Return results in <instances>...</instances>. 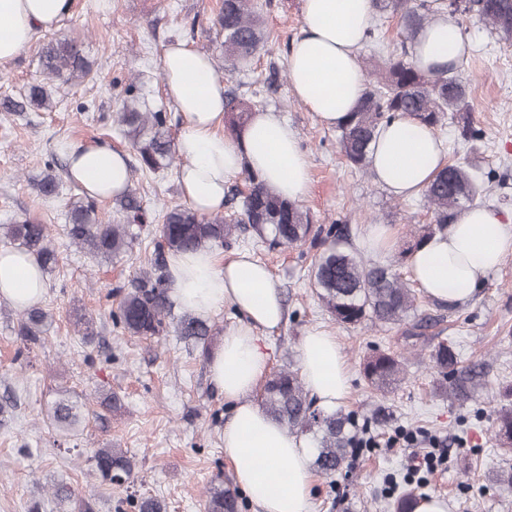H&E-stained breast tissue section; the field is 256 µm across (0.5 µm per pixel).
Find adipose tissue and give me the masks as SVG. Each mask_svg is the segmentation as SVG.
I'll return each mask as SVG.
<instances>
[{
  "label": "adipose tissue",
  "instance_id": "ef3b65f1",
  "mask_svg": "<svg viewBox=\"0 0 512 512\" xmlns=\"http://www.w3.org/2000/svg\"><path fill=\"white\" fill-rule=\"evenodd\" d=\"M72 0H0V67L11 62L40 30L56 29ZM374 19L373 0H302V34L288 57L292 93L326 127L341 125L366 90L359 53ZM468 40L442 16L414 37L412 59L422 70L460 64ZM164 93L181 115L175 142L184 163L177 172L182 194L202 215L223 212L227 184L254 172L274 192L301 200L309 187L308 163L294 128L277 114L251 113L229 134L224 84L211 58L186 44L161 57ZM68 174L82 193L105 201L129 185L124 151L97 142L67 147ZM445 164L441 140L413 117L387 121L370 154L376 181L393 196L418 195ZM512 253V225L489 208L461 211L446 232L423 241L408 260L413 280L431 298L457 303L471 298ZM172 299L200 317L231 307L238 316L208 360L212 383L229 403L224 453L236 481L261 512H309L312 450L289 435L255 401L268 355L262 333L275 332L285 309L270 269L246 252L218 259L210 249L167 257ZM44 275L34 258L0 250V300L22 309L39 302ZM301 375L320 404L333 407L349 390V372L335 336L311 331L299 344Z\"/></svg>",
  "mask_w": 512,
  "mask_h": 512
}]
</instances>
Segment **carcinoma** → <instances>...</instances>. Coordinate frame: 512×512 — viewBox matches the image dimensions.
<instances>
[{
	"instance_id": "cac0c4a2",
	"label": "carcinoma",
	"mask_w": 512,
	"mask_h": 512,
	"mask_svg": "<svg viewBox=\"0 0 512 512\" xmlns=\"http://www.w3.org/2000/svg\"><path fill=\"white\" fill-rule=\"evenodd\" d=\"M376 8L400 15L402 52L392 57L382 80L370 86L359 105L338 127L340 152L358 168L369 166L370 146L389 118L409 115L435 129L444 124L447 113L460 124L461 135L469 140L481 137L473 126L465 87L457 69L444 68L430 73L420 71L409 57L406 44L430 21L432 12L451 16H476L490 34L512 43V0H375ZM217 25L224 35V58L232 70L242 68L267 41L261 15L251 0H224ZM39 66L46 84L33 85L25 103L43 105L48 95L45 85L56 88L87 76V59L83 43L76 40L49 42L42 48ZM129 84L128 98L122 105L118 122L140 155L142 165L155 171L174 164L177 154L167 127L163 109L151 110ZM235 114L233 126H242L254 111L253 96L244 94L226 101ZM248 192L241 196L238 224L248 225L261 244L270 249L320 241L322 250L316 255L310 279L326 311L345 327L370 323L393 327L413 317L418 335L432 327L430 318L417 314L416 290L403 279L399 263L386 264L364 260L347 247L335 225L325 229L314 227L310 213L295 201L273 192L252 173L244 172ZM36 189L43 197L58 193L57 177L45 175ZM432 222L425 225L418 241L442 233L458 212L481 204V190L472 169L461 163H449L440 169L423 191ZM123 223L105 222L98 214V203L86 196L70 201L67 236L76 246L101 257L118 256L133 245V224H144L145 213L136 192L127 189L115 198ZM237 230L222 214L205 216L185 205L166 209L155 243L153 268L140 274L137 286L120 295L117 310L110 312L114 325L131 336L159 337L171 315V283L166 277V254L171 251H195L224 246L226 238ZM0 238L29 252L46 272L56 266L58 255L48 240L46 225L22 216L11 224H0ZM49 313L39 305L19 312L18 336L26 347L41 341L48 330ZM180 335L208 347L211 328L202 320L182 317L177 324ZM433 367L441 377L442 387L457 402L464 403L481 386L482 366L464 365L454 349L444 343L431 354ZM404 362L390 352H376L363 366L368 384L376 391L388 393L402 380ZM502 404L496 410L497 436L501 444H512V386L500 391ZM261 407L291 435H310L316 445L313 466L325 476L341 472L347 466L352 447L355 419L341 411L326 412L314 407L302 379L287 368L268 376ZM50 424L60 436H76L88 418L87 403L60 397L47 414ZM102 480L120 484L133 475V464L116 448H98L90 456ZM52 497L62 506L60 512H94L90 502L72 498L70 488L59 483L52 487ZM205 512H239L236 494L224 483L211 484L205 492ZM72 503L69 508L65 503ZM134 512H167L160 500L140 497L129 502Z\"/></svg>"
}]
</instances>
